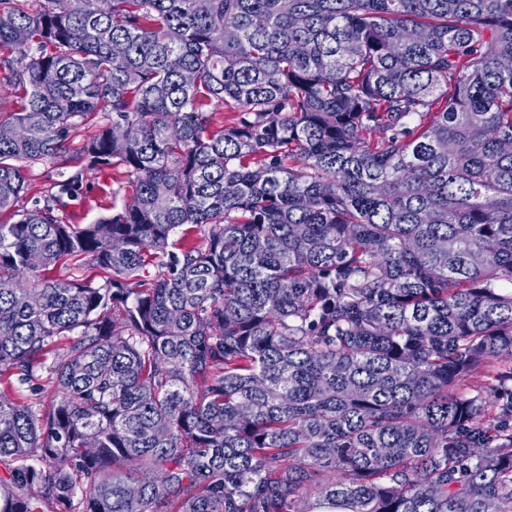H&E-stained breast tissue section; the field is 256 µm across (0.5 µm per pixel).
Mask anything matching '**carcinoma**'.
<instances>
[{"label":"carcinoma","instance_id":"cac0c4a2","mask_svg":"<svg viewBox=\"0 0 512 512\" xmlns=\"http://www.w3.org/2000/svg\"><path fill=\"white\" fill-rule=\"evenodd\" d=\"M507 61L512 0H0V385L64 341L0 512H512ZM56 169L47 163H37L24 170L27 191L19 205L31 208L35 201L42 199V192L55 180L59 179ZM126 177L111 169L90 171L84 175L78 194L71 199L65 198L68 205L65 213L71 224H93L124 208L128 202V188H122ZM52 277H68L72 276L76 279L82 277H95L98 275V269L89 259L75 263L74 261H61L59 265L48 274Z\"/></svg>","mask_w":512,"mask_h":512}]
</instances>
